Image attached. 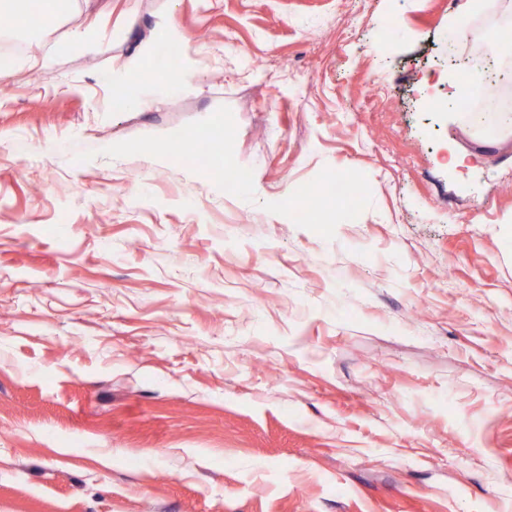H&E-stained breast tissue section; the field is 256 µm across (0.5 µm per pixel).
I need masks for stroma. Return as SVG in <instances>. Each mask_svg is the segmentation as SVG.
<instances>
[{
  "instance_id": "stroma-1",
  "label": "stroma",
  "mask_w": 512,
  "mask_h": 512,
  "mask_svg": "<svg viewBox=\"0 0 512 512\" xmlns=\"http://www.w3.org/2000/svg\"><path fill=\"white\" fill-rule=\"evenodd\" d=\"M463 2L69 0L19 33L0 512H512V127L429 108L461 63L512 87V0ZM217 124L246 184L176 139Z\"/></svg>"
}]
</instances>
